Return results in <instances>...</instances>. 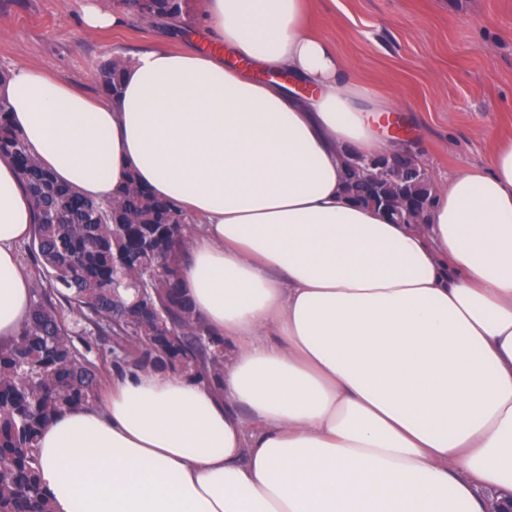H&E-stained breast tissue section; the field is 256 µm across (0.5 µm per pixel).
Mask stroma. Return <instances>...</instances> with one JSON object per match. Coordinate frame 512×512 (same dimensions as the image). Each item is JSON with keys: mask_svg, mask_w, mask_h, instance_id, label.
Instances as JSON below:
<instances>
[{"mask_svg": "<svg viewBox=\"0 0 512 512\" xmlns=\"http://www.w3.org/2000/svg\"><path fill=\"white\" fill-rule=\"evenodd\" d=\"M85 2L0 0V71L36 67L96 95V67L112 51L183 48L198 25L197 0H185V31L121 21L91 33ZM308 22L393 102L385 136L423 157L433 181L488 167L512 137V0H312Z\"/></svg>", "mask_w": 512, "mask_h": 512, "instance_id": "obj_1", "label": "stroma"}]
</instances>
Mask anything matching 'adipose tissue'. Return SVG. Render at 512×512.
<instances>
[{"label":"adipose tissue","instance_id":"ef3b65f1","mask_svg":"<svg viewBox=\"0 0 512 512\" xmlns=\"http://www.w3.org/2000/svg\"><path fill=\"white\" fill-rule=\"evenodd\" d=\"M306 4L200 0L223 53L147 47L116 98L35 68L0 81L59 182L106 201L133 177L196 223L180 288L224 343L220 386L130 368L61 411L37 448L53 512H486L512 493V140L449 175L422 226L351 202L342 153L393 150L390 104ZM33 222L0 158V349L29 316Z\"/></svg>","mask_w":512,"mask_h":512}]
</instances>
